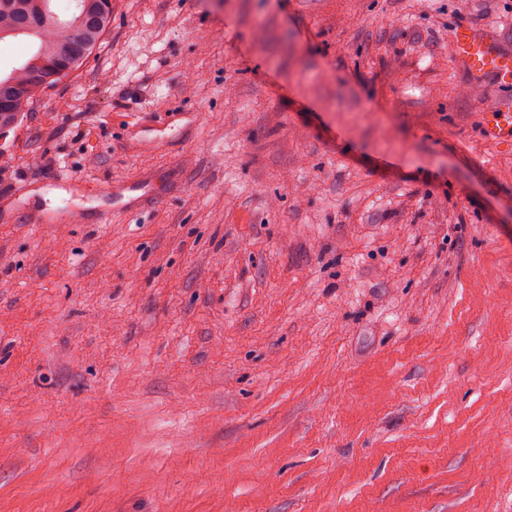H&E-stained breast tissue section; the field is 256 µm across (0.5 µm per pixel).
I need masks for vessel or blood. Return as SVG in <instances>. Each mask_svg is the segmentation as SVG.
<instances>
[{"mask_svg":"<svg viewBox=\"0 0 512 512\" xmlns=\"http://www.w3.org/2000/svg\"><path fill=\"white\" fill-rule=\"evenodd\" d=\"M457 47V62L471 78H494L504 91L512 90V52L503 49L490 31L455 25L451 31ZM512 129V100L503 99L497 112L485 126L488 136L495 137Z\"/></svg>","mask_w":512,"mask_h":512,"instance_id":"obj_1","label":"vessel or blood"}]
</instances>
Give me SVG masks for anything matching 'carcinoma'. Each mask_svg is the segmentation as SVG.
Instances as JSON below:
<instances>
[{"label":"carcinoma","instance_id":"cac0c4a2","mask_svg":"<svg viewBox=\"0 0 512 512\" xmlns=\"http://www.w3.org/2000/svg\"><path fill=\"white\" fill-rule=\"evenodd\" d=\"M55 0H0V43L28 38L32 54L5 75L0 74V95L22 98L30 105L44 89L83 67L112 21V0H72L69 14L60 17ZM78 37L82 51L64 56L63 49ZM19 110L0 106V133L19 120Z\"/></svg>","mask_w":512,"mask_h":512}]
</instances>
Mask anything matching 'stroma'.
<instances>
[{"mask_svg":"<svg viewBox=\"0 0 512 512\" xmlns=\"http://www.w3.org/2000/svg\"><path fill=\"white\" fill-rule=\"evenodd\" d=\"M460 19L512 50V0H112L0 138V512H512V135ZM512 101L510 97H504L500 109L490 115V119L485 126V133L490 137L498 136L507 129H512ZM130 190V191H142V194L135 198V205L134 207H139L140 209H143L148 206V203L152 199V193L149 189H147V186L143 182L138 183H131L129 185L118 187L115 185H111V183L108 184H97L93 190L97 192L100 195H115L120 190Z\"/></svg>","mask_w":512,"mask_h":512,"instance_id":"obj_1","label":"stroma"}]
</instances>
